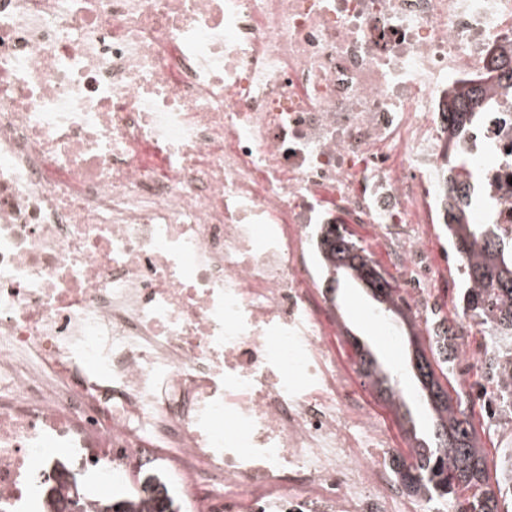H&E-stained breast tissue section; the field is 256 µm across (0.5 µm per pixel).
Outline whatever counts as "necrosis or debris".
I'll return each instance as SVG.
<instances>
[{
	"instance_id": "obj_1",
	"label": "necrosis or debris",
	"mask_w": 512,
	"mask_h": 512,
	"mask_svg": "<svg viewBox=\"0 0 512 512\" xmlns=\"http://www.w3.org/2000/svg\"><path fill=\"white\" fill-rule=\"evenodd\" d=\"M512 0H0V512H95L152 450L191 512H422L329 345L314 224L376 225L418 319L449 190L512 239ZM492 58L494 68L486 72L487 77L512 86V49L502 47L498 54H492ZM479 100V108H474L475 101ZM484 95L480 87L472 88L465 92H454L448 100V129L455 134L465 131L469 126L476 124L483 111Z\"/></svg>"
}]
</instances>
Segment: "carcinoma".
<instances>
[{
	"label": "carcinoma",
	"mask_w": 512,
	"mask_h": 512,
	"mask_svg": "<svg viewBox=\"0 0 512 512\" xmlns=\"http://www.w3.org/2000/svg\"><path fill=\"white\" fill-rule=\"evenodd\" d=\"M494 68L487 77L497 83L512 85V49L501 48L492 55ZM484 102L483 90L475 87L455 92L448 100V129L452 133L464 131L476 124L481 109L475 102ZM450 181L456 189L448 196V240L463 267L464 288L460 302L463 313H471L497 331L512 335V251L491 224H467L466 210L473 197V185L466 157H455ZM317 247L326 272L340 273L354 281H363L371 271L379 276V305L383 311L403 318L409 328L414 323L402 305V296L393 288L380 266L370 254L334 224H325ZM428 348L416 347L415 353L425 363L424 378H416L420 392L431 413V427L427 436L412 431L415 444L409 457H396V473L405 488L419 498L441 496L464 497L466 512H499L502 496L500 480L490 482L482 448L472 414L448 393L442 380L448 379L459 357L461 336L457 323L446 318L439 320L437 330H428ZM356 365L371 385L386 399L395 411L406 407L396 397L395 387L370 349L355 340L352 342ZM484 377L492 383L502 401L499 406L512 416V363L493 349L483 354ZM140 504L144 512H176L168 487L159 478L145 472L139 479ZM127 497L114 495L99 503L100 512H132Z\"/></svg>",
	"instance_id": "1"
}]
</instances>
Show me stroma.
Listing matches in <instances>:
<instances>
[{
    "label": "stroma",
    "mask_w": 512,
    "mask_h": 512,
    "mask_svg": "<svg viewBox=\"0 0 512 512\" xmlns=\"http://www.w3.org/2000/svg\"><path fill=\"white\" fill-rule=\"evenodd\" d=\"M425 245L435 262V274L444 281L440 289V305L444 316L462 319L459 305L460 290L463 286L460 263L454 255L444 225L432 224L425 230ZM335 301L329 304L331 330L329 342L337 362L357 400L384 428L390 454H408L409 445L403 433L400 419H397L390 405L356 370L352 339H359L367 345L387 369L396 390L402 392L415 423H427L430 415L417 395L409 358L412 348L408 341L407 328L398 322L379 315L377 304L367 288L359 284L339 282ZM469 355L456 363L450 375L448 392L460 396L463 405L473 412L483 448L487 454L489 471L507 476L503 487L504 496L500 501L501 512H512V435L501 433L481 409L486 398L494 395L495 388L482 377L481 359L491 338L485 326L472 323L467 326L462 339Z\"/></svg>",
    "instance_id": "obj_1"
}]
</instances>
